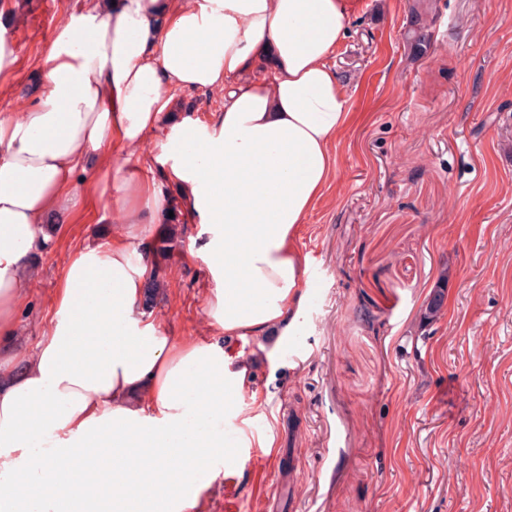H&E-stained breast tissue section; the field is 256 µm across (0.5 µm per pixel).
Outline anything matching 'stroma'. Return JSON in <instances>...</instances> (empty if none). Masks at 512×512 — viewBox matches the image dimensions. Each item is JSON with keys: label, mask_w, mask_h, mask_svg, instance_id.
Segmentation results:
<instances>
[{"label": "stroma", "mask_w": 512, "mask_h": 512, "mask_svg": "<svg viewBox=\"0 0 512 512\" xmlns=\"http://www.w3.org/2000/svg\"><path fill=\"white\" fill-rule=\"evenodd\" d=\"M361 0L331 63L351 122L297 247L322 286L291 336L224 340L210 324L200 225L141 249L164 280L146 314L161 335L254 359L238 435L272 441L220 467L192 512H512V0ZM85 0H0L17 33L0 113L43 91L41 61ZM95 186L32 254L13 345L48 329L73 248L112 234ZM444 310L421 312L441 272Z\"/></svg>", "instance_id": "stroma-1"}]
</instances>
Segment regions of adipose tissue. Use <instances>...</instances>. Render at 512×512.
<instances>
[{"mask_svg":"<svg viewBox=\"0 0 512 512\" xmlns=\"http://www.w3.org/2000/svg\"><path fill=\"white\" fill-rule=\"evenodd\" d=\"M356 11L357 0H88L61 26L42 98L0 113V512L196 506L230 456L223 432L198 423L241 414L255 365L159 334L141 312L139 247L181 205L209 235L198 255L212 326L244 341L290 335L307 285L296 239L350 120L330 60ZM214 89L222 111L170 123L179 92ZM95 183L127 220L73 249L48 331L18 355L29 254ZM60 467L72 473L64 488L51 480ZM17 469L30 474L19 489ZM100 471L113 475L110 494L90 478Z\"/></svg>","mask_w":512,"mask_h":512,"instance_id":"obj_1","label":"adipose tissue"}]
</instances>
